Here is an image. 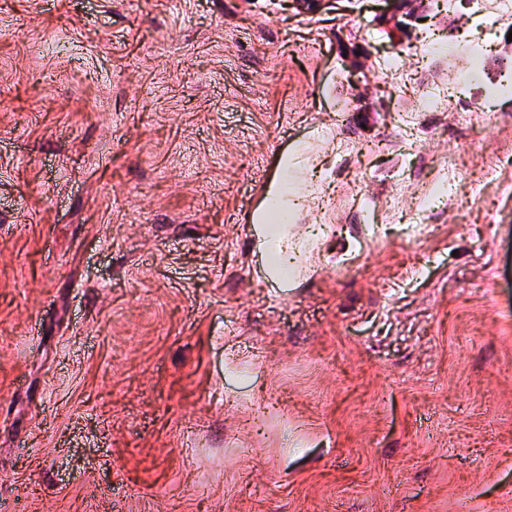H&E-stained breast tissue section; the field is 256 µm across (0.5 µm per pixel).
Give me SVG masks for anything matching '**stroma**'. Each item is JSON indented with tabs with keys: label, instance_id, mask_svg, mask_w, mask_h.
<instances>
[{
	"label": "stroma",
	"instance_id": "stroma-1",
	"mask_svg": "<svg viewBox=\"0 0 512 512\" xmlns=\"http://www.w3.org/2000/svg\"><path fill=\"white\" fill-rule=\"evenodd\" d=\"M493 84L498 0H0V504L512 512ZM269 206L260 210L254 220V231L259 241V248L273 254L280 249L282 243L288 245V224L282 222L280 215L274 211L287 212L288 176L286 181L277 183L274 181L268 188ZM282 222V223H280ZM267 224H278L277 230L271 235Z\"/></svg>",
	"mask_w": 512,
	"mask_h": 512
}]
</instances>
